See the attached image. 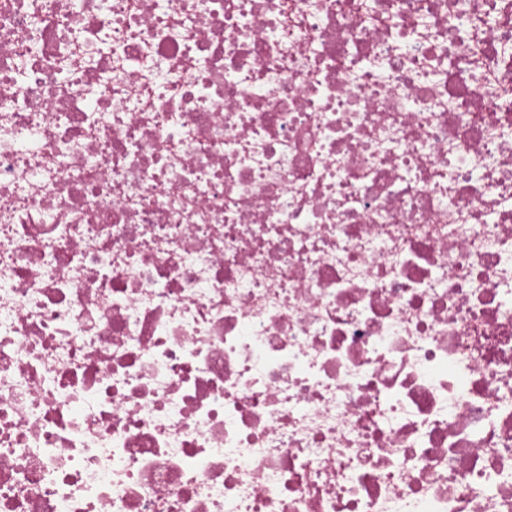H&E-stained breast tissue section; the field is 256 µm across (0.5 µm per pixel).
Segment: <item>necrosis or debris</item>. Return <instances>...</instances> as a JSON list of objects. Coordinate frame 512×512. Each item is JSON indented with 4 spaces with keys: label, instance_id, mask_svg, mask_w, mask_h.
I'll list each match as a JSON object with an SVG mask.
<instances>
[{
    "label": "necrosis or debris",
    "instance_id": "obj_1",
    "mask_svg": "<svg viewBox=\"0 0 512 512\" xmlns=\"http://www.w3.org/2000/svg\"><path fill=\"white\" fill-rule=\"evenodd\" d=\"M0 512H512V0H0Z\"/></svg>",
    "mask_w": 512,
    "mask_h": 512
}]
</instances>
